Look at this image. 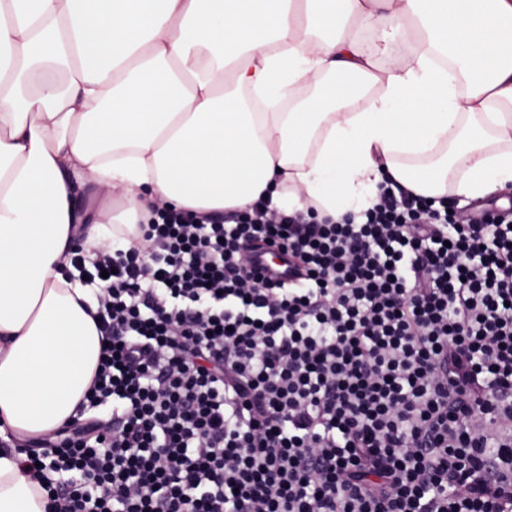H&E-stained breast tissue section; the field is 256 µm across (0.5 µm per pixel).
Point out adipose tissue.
I'll return each instance as SVG.
<instances>
[{"label": "adipose tissue", "instance_id": "obj_1", "mask_svg": "<svg viewBox=\"0 0 512 512\" xmlns=\"http://www.w3.org/2000/svg\"><path fill=\"white\" fill-rule=\"evenodd\" d=\"M387 177L512 187V0H0V436L63 427L95 375L73 241L128 249L114 225L165 205L339 219ZM21 459L0 512H47Z\"/></svg>", "mask_w": 512, "mask_h": 512}]
</instances>
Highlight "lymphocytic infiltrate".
Returning a JSON list of instances; mask_svg holds the SVG:
<instances>
[{
	"mask_svg": "<svg viewBox=\"0 0 512 512\" xmlns=\"http://www.w3.org/2000/svg\"><path fill=\"white\" fill-rule=\"evenodd\" d=\"M268 215L74 248L107 344L86 418L25 451L51 512H512V218L390 179L358 218Z\"/></svg>",
	"mask_w": 512,
	"mask_h": 512,
	"instance_id": "f902f5d3",
	"label": "lymphocytic infiltrate"
}]
</instances>
